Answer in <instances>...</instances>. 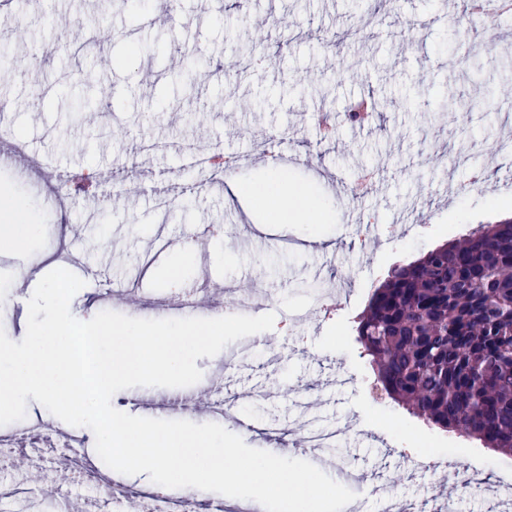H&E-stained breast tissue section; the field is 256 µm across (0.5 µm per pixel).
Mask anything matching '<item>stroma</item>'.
<instances>
[{
	"label": "stroma",
	"instance_id": "1",
	"mask_svg": "<svg viewBox=\"0 0 512 512\" xmlns=\"http://www.w3.org/2000/svg\"><path fill=\"white\" fill-rule=\"evenodd\" d=\"M409 14L425 17L413 32L396 25L394 0H14L0 12V45L17 57L34 47L37 66L19 68L0 86L8 128L41 159L46 171L0 158V190L24 203L36 224L16 249L0 246V297L8 312L0 328L12 341L27 331L28 301L39 280L59 268L60 253L79 259L84 287L75 318L109 310L140 319H177L184 286L206 287L196 315L232 308L241 292L261 295L275 313L272 330L228 344L197 360L201 380L189 387H133L112 405L147 418L211 422L208 401L228 411L220 424L253 448L275 452L286 435L289 457L327 475L363 473L418 512H490L487 496H465L463 480L488 487L512 482V455L428 425L375 387L372 363L356 340L354 320L396 265L436 246L463 239L502 218L495 203L512 206V11L473 21L467 0H413ZM290 17V27L278 25ZM26 23L18 40L15 23ZM101 21L110 40L83 46L67 26ZM210 66L200 82L184 53ZM94 80H86L88 71ZM373 103L370 120L349 124L352 102ZM239 157L222 178L188 167L180 150ZM81 192L58 212L51 172ZM279 173L288 185L323 199L321 221L306 208L292 224L257 228L256 209L235 186ZM482 176L492 190L471 189ZM119 183L111 206L103 185ZM171 188L168 205L158 192ZM416 203L418 221L391 223L403 204ZM376 218L380 247L361 246L351 216ZM202 231L186 245L187 228ZM330 241L331 251L315 243ZM181 262L180 284L166 271ZM345 288L319 324L307 314L324 288ZM353 382L334 383L337 366ZM363 420L361 433L350 430ZM12 455L39 459L41 480L28 501L33 512H112L115 497L143 489L149 479L103 465L86 427L66 424L36 401L26 417L7 424ZM343 430L334 446H296L304 430ZM96 466L95 477L70 471L67 444ZM469 462L464 472L410 471L400 458ZM446 501L429 498L430 487Z\"/></svg>",
	"mask_w": 512,
	"mask_h": 512
}]
</instances>
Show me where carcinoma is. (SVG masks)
Returning a JSON list of instances; mask_svg holds the SVG:
<instances>
[{
	"instance_id": "obj_1",
	"label": "carcinoma",
	"mask_w": 512,
	"mask_h": 512,
	"mask_svg": "<svg viewBox=\"0 0 512 512\" xmlns=\"http://www.w3.org/2000/svg\"><path fill=\"white\" fill-rule=\"evenodd\" d=\"M356 333L389 397L512 454V218L393 269Z\"/></svg>"
}]
</instances>
